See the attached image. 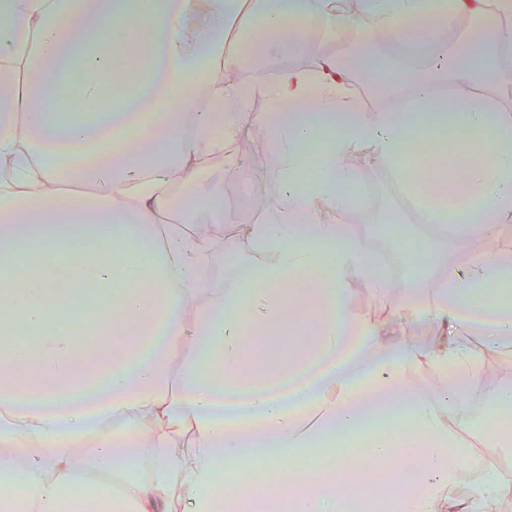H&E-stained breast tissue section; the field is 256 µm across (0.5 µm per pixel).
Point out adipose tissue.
Instances as JSON below:
<instances>
[{
  "instance_id": "ef3b65f1",
  "label": "adipose tissue",
  "mask_w": 512,
  "mask_h": 512,
  "mask_svg": "<svg viewBox=\"0 0 512 512\" xmlns=\"http://www.w3.org/2000/svg\"><path fill=\"white\" fill-rule=\"evenodd\" d=\"M418 57L393 66L368 45L298 67L307 51L290 16L308 0H0V512H60L78 483H116L138 512H224L227 468L289 460L276 486L292 512H338L329 440L363 434L388 469L398 512H484L512 498L487 477L475 497L449 488L465 458L447 415L476 392L489 413L512 388L483 391L487 350L512 341V253L449 263L436 235L467 247L512 221V108L490 95L511 84L512 0H362ZM486 20L481 40H449L457 16ZM250 55L277 62L269 83L225 84ZM76 59L78 110L55 120L61 62ZM365 74L383 101L351 87ZM468 89L435 99L439 86ZM424 105L393 111L400 88ZM276 102L250 112L253 96ZM262 125L277 193L245 225L234 287L219 288L197 224L232 222L224 197L196 174L246 124ZM480 132L484 163L411 176L412 140ZM373 151L435 235L408 255L401 311L352 309L353 280L386 302L382 273L341 215L357 205L348 159ZM192 185L179 197L174 189ZM451 268L429 295L427 270ZM433 325L415 341L404 312ZM254 344H247L244 323ZM429 369L438 391L409 375ZM429 498L403 494L419 479Z\"/></svg>"
}]
</instances>
